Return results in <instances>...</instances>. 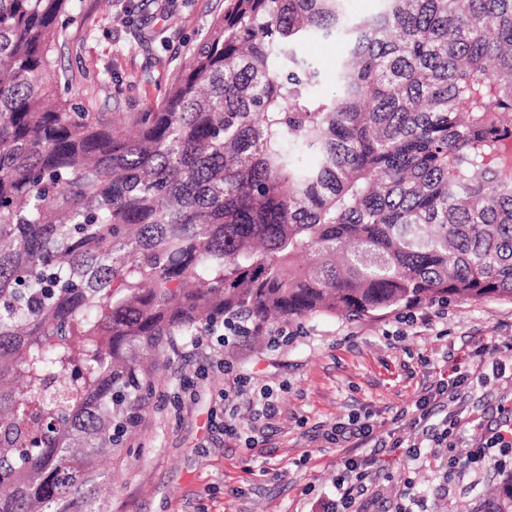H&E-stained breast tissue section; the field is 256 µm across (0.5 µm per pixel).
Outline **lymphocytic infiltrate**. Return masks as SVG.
<instances>
[{
  "label": "lymphocytic infiltrate",
  "mask_w": 512,
  "mask_h": 512,
  "mask_svg": "<svg viewBox=\"0 0 512 512\" xmlns=\"http://www.w3.org/2000/svg\"><path fill=\"white\" fill-rule=\"evenodd\" d=\"M492 378L511 381L512 360L483 357L471 370L457 372L440 382L415 405L413 424L419 427L422 440L408 442L403 437L394 436L388 442L389 447L407 445L416 449L425 441L433 448L455 449L452 464L464 466L481 461L493 468L499 466L501 457L512 453V401H503L494 425L482 427L477 435L470 434V420L458 403L462 386L474 382L483 384ZM373 484L369 459L345 458L334 482L335 496L328 504L329 512H364L366 497Z\"/></svg>",
  "instance_id": "lymphocytic-infiltrate-1"
}]
</instances>
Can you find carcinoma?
Returning <instances> with one entry per match:
<instances>
[{
	"instance_id": "obj_1",
	"label": "carcinoma",
	"mask_w": 512,
	"mask_h": 512,
	"mask_svg": "<svg viewBox=\"0 0 512 512\" xmlns=\"http://www.w3.org/2000/svg\"><path fill=\"white\" fill-rule=\"evenodd\" d=\"M225 2L120 124L54 68L74 0H0V512H108L176 330L512 301V0ZM304 52L308 58L324 68V78L319 87V92L322 94L333 93L332 64L336 61V56L340 52L339 46L331 45L321 39H312L305 44Z\"/></svg>"
}]
</instances>
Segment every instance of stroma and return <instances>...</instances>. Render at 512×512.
I'll return each instance as SVG.
<instances>
[{
	"instance_id": "obj_1",
	"label": "stroma",
	"mask_w": 512,
	"mask_h": 512,
	"mask_svg": "<svg viewBox=\"0 0 512 512\" xmlns=\"http://www.w3.org/2000/svg\"><path fill=\"white\" fill-rule=\"evenodd\" d=\"M224 0H80L53 50L71 79L75 102L104 116L146 112L188 63ZM407 309L380 319L310 316L290 323L274 344L246 336L219 346L175 334L151 359L152 389L121 453L104 457L110 512H323L342 460L366 449L340 448L320 432L349 415H369L377 476L368 512H396L406 478L423 494V512H488L502 469L449 472L448 451L387 448L389 432L412 439L416 402L479 350L512 337V302L449 301L432 329L407 320ZM269 387L274 416L256 418L239 404V432L224 431L222 390L231 379ZM467 416L493 423L512 383L463 388ZM261 433L255 448L244 441Z\"/></svg>"
}]
</instances>
